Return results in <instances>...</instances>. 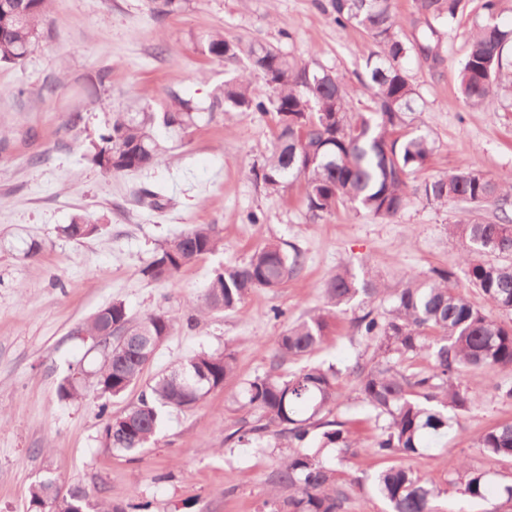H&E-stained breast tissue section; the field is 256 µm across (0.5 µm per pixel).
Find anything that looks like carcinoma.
Segmentation results:
<instances>
[{"instance_id":"carcinoma-1","label":"carcinoma","mask_w":512,"mask_h":512,"mask_svg":"<svg viewBox=\"0 0 512 512\" xmlns=\"http://www.w3.org/2000/svg\"><path fill=\"white\" fill-rule=\"evenodd\" d=\"M51 2L0 0V65H18L34 50L43 37ZM146 6L159 18L182 10L183 0H146ZM329 7L338 26H361L376 47L367 58L368 82L360 88L368 95L363 109L351 107L357 88L332 72L299 66L279 49L258 45L248 51V69L224 82L209 111L273 113L277 132L255 179L272 191L284 188L290 178L304 180L303 203L314 219L330 216L342 205L375 219L393 220L411 193L437 206H472L474 211L466 219L449 225L450 234L461 245L471 287L491 307L512 314V222L489 221L475 213L490 201L502 209L511 203L512 178L493 179L459 168L412 183L435 151V141L412 127L417 92L408 75V61L414 56L431 68L442 64L435 24L455 18L464 8L462 0H414L416 34L411 41L402 36L403 20L394 12L392 0H329ZM484 9L488 18L470 34L469 51L458 72L459 91L469 107L482 105L494 94L512 38V31L497 21L496 0H485ZM200 51L222 61L237 57L240 47L216 33L200 44ZM105 80L103 71L86 79V101H103ZM197 119L188 100L159 116L113 112L93 143L90 162L108 177L148 170L160 157L151 133L154 122L186 130ZM138 197L153 211L164 209L168 201L165 188L156 184L140 187ZM96 230L97 225L79 214L62 233L79 241ZM223 247L213 225L190 224L155 252L142 274L152 281H168ZM489 254L498 260L485 259ZM304 266L301 251L267 241L246 262L215 269L202 298L193 303L189 319L239 312L256 291L284 287ZM454 278L455 272L447 268L411 277L394 292L382 315L369 310L355 321L357 333L372 348L370 358L356 361L351 373L360 401L382 421L373 452L396 459L374 478L375 490L391 512H437L440 490L424 483L402 460L447 436L457 417L476 407L478 399L463 388V377L473 370L494 378L503 372L512 374V324L497 321L454 291ZM378 292L373 281H358L345 266L323 285L326 302L336 308L360 293L372 299ZM175 325V319L164 312L134 320L121 301L94 313L83 330L103 352L95 372L100 396L118 398L135 388L147 367L142 353L156 352ZM327 328L322 311L302 315L278 336L275 363L310 358L324 344ZM419 358L427 366H401ZM235 370L232 352L200 351L157 375L121 414L109 416L107 405H101L103 446L125 454L141 452L155 439L163 410L194 409L209 392L223 387ZM340 375L334 366L306 364L288 373L257 376L236 395L240 407L261 412V423L244 429L239 439L271 432L289 448L264 501L269 512H343L347 493L337 469L312 450L315 443L333 444L341 454L352 448L343 422L332 417L341 398ZM58 393L77 400L84 396V387L67 379ZM477 447L491 458L512 459V423L485 431ZM487 483V472L467 468L459 490L480 497ZM29 504L34 512L72 510V500L58 499L51 478L31 486Z\"/></svg>"}]
</instances>
